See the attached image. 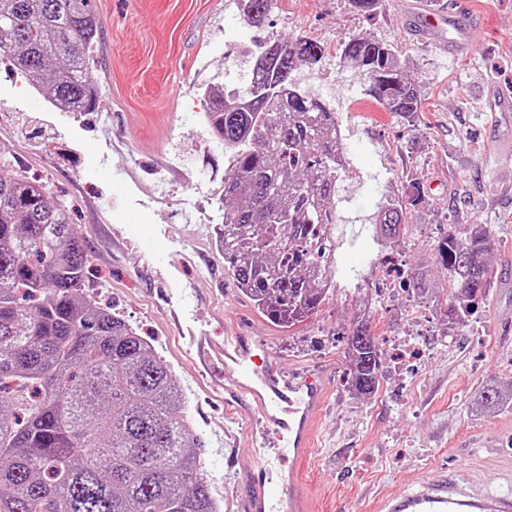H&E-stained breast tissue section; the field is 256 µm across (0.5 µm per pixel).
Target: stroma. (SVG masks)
Here are the masks:
<instances>
[{"label":"stroma","instance_id":"stroma-1","mask_svg":"<svg viewBox=\"0 0 512 512\" xmlns=\"http://www.w3.org/2000/svg\"><path fill=\"white\" fill-rule=\"evenodd\" d=\"M399 2L382 0L368 16L349 0H275L256 32L235 0H92L101 36L89 74L102 91L92 112L53 110L35 78L0 60V148L13 170L40 178L69 207L90 259L91 292L170 366L204 442V470L222 512H235L232 494L251 466L244 435L251 414L226 413L213 388L222 368L198 376L185 350L190 332L200 329L253 338L285 369L337 362L315 451L298 465L315 512H368L374 496L461 466L494 490L502 458L512 459V400L491 412L478 401L487 383L512 386V151L497 145L487 100L490 82L512 86V0H467L487 31L458 58L420 37ZM255 33L325 45L322 61L300 65L294 77L305 89L314 80L332 84L324 100L353 168L340 184L346 202L332 229L337 288L317 315L289 332L263 317L232 278L217 283L209 275L224 266L215 202L224 148L205 123L204 90L250 72L238 50ZM356 36L396 47L422 93L414 122L363 99L361 78L338 53ZM412 180L425 197L407 213L410 233L378 245L370 222L378 202ZM116 224L162 228L156 249L169 285L154 278L153 260L136 246H114ZM452 224L487 226L495 281L471 317L448 331L431 298L447 294L435 248ZM420 268L432 290L423 298L403 286ZM172 287L192 292V314L177 325L166 318ZM369 292L377 296L382 378L365 399L346 382L341 337Z\"/></svg>","mask_w":512,"mask_h":512}]
</instances>
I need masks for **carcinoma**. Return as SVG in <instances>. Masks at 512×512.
<instances>
[{
  "instance_id": "cac0c4a2",
  "label": "carcinoma",
  "mask_w": 512,
  "mask_h": 512,
  "mask_svg": "<svg viewBox=\"0 0 512 512\" xmlns=\"http://www.w3.org/2000/svg\"><path fill=\"white\" fill-rule=\"evenodd\" d=\"M274 0H242L258 28ZM99 20L92 0H0V56L36 78L50 101L95 109L101 90L87 73ZM323 46L268 40L254 57L253 91L243 105L206 91L205 120L224 144L217 235L224 269L260 314L291 330L335 291L340 175L348 173L336 112L300 89L292 72L314 65ZM340 58L366 80L365 96L407 121L419 87L404 76L396 47L353 37ZM0 151V512H221L203 473L202 438L167 365L118 313L86 289L89 259L70 211L38 179L8 172ZM420 183L390 196L374 215L381 238L407 233V207ZM494 249L481 224H453L436 246L455 289L437 302L442 321L471 315L491 286ZM350 388L368 397L381 360L371 317L348 333ZM497 385L480 394L494 410Z\"/></svg>"
}]
</instances>
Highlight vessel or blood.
<instances>
[{
    "label": "vessel or blood",
    "mask_w": 512,
    "mask_h": 512,
    "mask_svg": "<svg viewBox=\"0 0 512 512\" xmlns=\"http://www.w3.org/2000/svg\"><path fill=\"white\" fill-rule=\"evenodd\" d=\"M410 13L422 36L449 53H464L477 39L481 22L470 11L450 6L441 11L416 0ZM114 237L150 253L154 245L140 225L113 228ZM204 364L224 367L226 405L249 404L254 414L246 435L256 466L236 490L243 512H313L309 488L299 481L297 463L314 450V433L326 397L329 368L285 375L274 353L255 354L249 339L225 336L215 342L205 333L190 338ZM499 490H488L469 472L419 477L413 489L374 499L372 512H512V466L500 475Z\"/></svg>",
    "instance_id": "1"
}]
</instances>
